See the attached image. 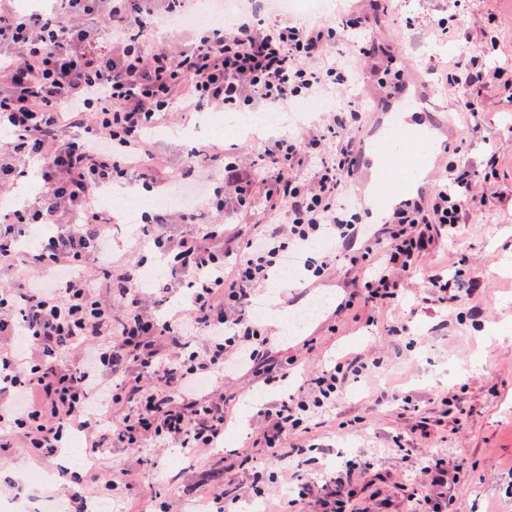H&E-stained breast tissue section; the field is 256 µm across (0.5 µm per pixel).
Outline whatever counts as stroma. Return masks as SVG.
<instances>
[{
	"mask_svg": "<svg viewBox=\"0 0 512 512\" xmlns=\"http://www.w3.org/2000/svg\"><path fill=\"white\" fill-rule=\"evenodd\" d=\"M359 7L371 16L376 37L413 66L433 55L458 54L466 36L482 26L487 12H494L501 25L494 56L512 62V0H470L458 20L461 40L445 46L432 43L426 31L434 20L452 14L449 0H392L387 7L380 0H361ZM481 101L485 136L469 144L462 160L476 168L488 152H496L502 181L481 216L462 228L458 246L474 258L466 278L475 292L464 298L460 315L422 308L418 300L428 292L422 279L411 282V301L382 315L377 328L366 326L354 313L337 314L343 278L336 271H328L310 288L296 279L267 286L268 308L257 321L276 358L298 356L310 368L342 353L372 351L388 360L371 383L350 384L335 410L302 436V443L316 445L315 461L304 463L294 456L269 464L280 495L288 493L284 474L296 471L322 482L336 465L349 460L366 464L364 479L375 487L410 484L417 464L439 455L447 459L449 474L459 478L448 512H512V102L494 88L485 89ZM207 132L196 115L183 125L166 121L150 130L155 156L169 163L168 176L154 181L153 195L168 192L173 177L193 186L224 184L228 172L223 159L197 163L189 156L192 137ZM265 220L259 205L248 213L229 208L220 213L203 210L198 216L202 224L226 223L233 237L225 245L232 249L238 237L250 235ZM492 266L498 272L491 276L487 270ZM395 320L407 325L417 340L415 347L386 335L384 324ZM378 388L412 396L417 413L401 414L395 402L374 404L372 394ZM448 392L458 393L463 414L445 412L439 399ZM354 416L363 419L359 427L339 429L340 421ZM233 420L223 447L210 459L161 442L112 448L99 460L104 476L88 484L81 505L65 501L59 475L82 458V448L39 454L18 434L2 433L0 498H23L38 512H52L61 500L65 512H95L102 502L112 512H165L173 502L179 512H224L223 504L211 496L213 487L249 484L256 466L267 464L266 449L254 447L250 436L256 416L249 399L235 408ZM421 426L430 438L414 441ZM398 434L408 440L409 459L389 450ZM110 473L120 477V485L108 487Z\"/></svg>",
	"mask_w": 512,
	"mask_h": 512,
	"instance_id": "obj_1",
	"label": "stroma"
}]
</instances>
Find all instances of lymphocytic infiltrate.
I'll list each match as a JSON object with an SVG mask.
<instances>
[{"label":"lymphocytic infiltrate","instance_id":"obj_1","mask_svg":"<svg viewBox=\"0 0 512 512\" xmlns=\"http://www.w3.org/2000/svg\"><path fill=\"white\" fill-rule=\"evenodd\" d=\"M193 0H52L27 12L0 0V197L18 185L19 162L39 158L43 193L0 212V269L25 280L0 286V424L21 434L28 447L48 451L71 434L85 440L86 471L97 472L103 451L141 448L153 440L176 442L204 455L224 441L236 394L212 390L228 364L251 365L270 384L296 366L270 355L252 305L283 255L311 252L305 270L321 277L344 269L350 290L340 310L362 309L367 325L405 296V282L420 273L419 260L441 237L456 240L475 204L495 188L499 160L483 170L456 163L463 145L447 144L450 160L422 195L403 200L376 225L361 222L352 194L359 167L356 132L359 104L324 112L301 137L264 143L267 169L266 223L226 263L223 225L173 235L175 223L196 213L179 207L155 210L143 229L167 277L189 279L187 304L168 318L141 307L137 283L143 260L104 255L114 216L98 203L112 180L140 174L150 155L147 132L165 117L193 112L236 111L337 98L361 79L400 90L407 72L374 39L353 40L366 22L349 13L337 23L297 25L256 10L229 23L198 28L190 46L175 50L152 33L164 17L191 9ZM500 26L487 14L473 46L448 67L449 88H499L512 100V65H496L487 49L499 46ZM346 50L335 53L337 42ZM231 192L205 196L208 211L252 209L257 200L251 168L227 164ZM51 227L35 255L19 248L31 228ZM120 283L125 306L113 322L112 305L91 290L89 272ZM191 335L207 340L204 351L183 350L160 360L157 341ZM76 356L63 363L60 351ZM383 358L365 354L308 370L297 389L257 409L260 439L273 457L301 453L295 437L310 433L316 419L335 407L346 387L370 380ZM140 374H133L132 365ZM126 401L128 411L105 412ZM85 471V472H86ZM359 465L344 463L324 483L291 475L292 505L317 504L323 512H370L357 498ZM407 512H445L448 465L440 458L418 469L417 484H399Z\"/></svg>","mask_w":512,"mask_h":512}]
</instances>
